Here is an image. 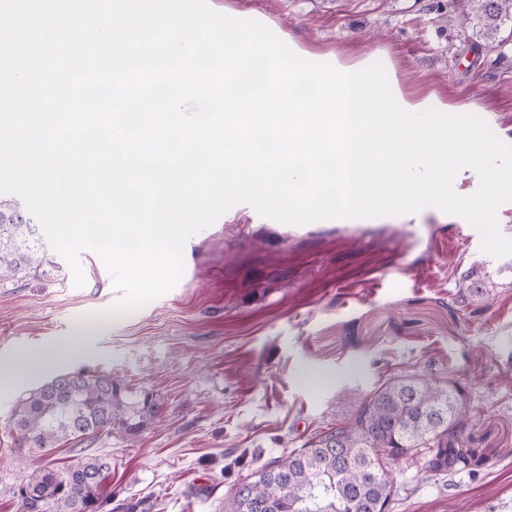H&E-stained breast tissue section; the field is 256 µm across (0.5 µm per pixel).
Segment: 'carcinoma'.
Segmentation results:
<instances>
[{
    "label": "carcinoma",
    "instance_id": "cac0c4a2",
    "mask_svg": "<svg viewBox=\"0 0 512 512\" xmlns=\"http://www.w3.org/2000/svg\"><path fill=\"white\" fill-rule=\"evenodd\" d=\"M460 21L474 18L493 42L512 22V0H454ZM0 199V280L46 274L34 218ZM352 417L336 424L236 483L224 512H254L255 500L277 512H375L394 495L392 464L403 460L429 473L467 470L484 459L466 435L464 389L416 375L388 378L354 400ZM150 392H136L103 372H65L21 395L11 420L20 447L44 450L60 441L81 442L118 429L133 433L158 413ZM111 466L87 456L62 469L45 466L20 486L22 512H97Z\"/></svg>",
    "mask_w": 512,
    "mask_h": 512
}]
</instances>
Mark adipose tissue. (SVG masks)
Instances as JSON below:
<instances>
[{"label":"adipose tissue","instance_id":"obj_1","mask_svg":"<svg viewBox=\"0 0 512 512\" xmlns=\"http://www.w3.org/2000/svg\"><path fill=\"white\" fill-rule=\"evenodd\" d=\"M92 334L89 327L79 328L74 336L21 353L15 362L0 366V390L11 389L20 379L42 372L50 363L80 357Z\"/></svg>","mask_w":512,"mask_h":512}]
</instances>
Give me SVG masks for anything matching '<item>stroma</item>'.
I'll list each match as a JSON object with an SVG mask.
<instances>
[{"instance_id": "obj_1", "label": "stroma", "mask_w": 512, "mask_h": 512, "mask_svg": "<svg viewBox=\"0 0 512 512\" xmlns=\"http://www.w3.org/2000/svg\"><path fill=\"white\" fill-rule=\"evenodd\" d=\"M236 19L263 18L313 55L389 63L404 88L512 135V29L496 44L460 24L453 0H210ZM55 268L0 280V364L93 328L84 356L0 392V512H20L19 485L49 460L100 455L112 476L100 512H224L253 469L350 417L397 374L460 383L483 465L471 474L393 468L389 512H512V255L481 249L429 207L395 224L288 225L256 211L218 219L183 250L176 286L121 316L101 259L79 255L75 287ZM77 369L107 372L160 402L137 433L19 447V393Z\"/></svg>"}]
</instances>
